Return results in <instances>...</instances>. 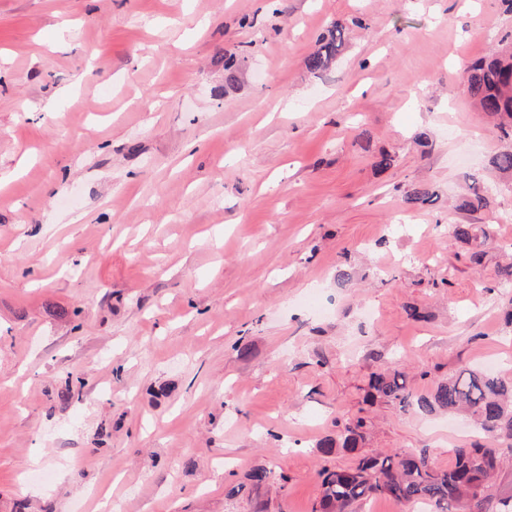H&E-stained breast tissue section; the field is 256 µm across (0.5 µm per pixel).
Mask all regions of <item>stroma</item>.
<instances>
[{
  "instance_id": "1",
  "label": "stroma",
  "mask_w": 512,
  "mask_h": 512,
  "mask_svg": "<svg viewBox=\"0 0 512 512\" xmlns=\"http://www.w3.org/2000/svg\"><path fill=\"white\" fill-rule=\"evenodd\" d=\"M511 43L505 0H0V512H311L337 423L483 441L364 388L512 368V140L463 88ZM261 465L285 486L227 497ZM318 43V49L308 59V68L315 72L327 69L341 52L345 45L343 27L334 25L321 36ZM469 181L467 193L459 199L457 209L476 212L487 205L484 181L478 175H471Z\"/></svg>"
}]
</instances>
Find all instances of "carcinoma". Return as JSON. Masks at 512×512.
I'll return each mask as SVG.
<instances>
[{"instance_id":"carcinoma-1","label":"carcinoma","mask_w":512,"mask_h":512,"mask_svg":"<svg viewBox=\"0 0 512 512\" xmlns=\"http://www.w3.org/2000/svg\"><path fill=\"white\" fill-rule=\"evenodd\" d=\"M345 45L343 27L336 24L319 39V47L308 59L312 71L327 69ZM473 101L486 114L499 120L498 130L512 138V53H494L471 63L463 78ZM491 165L501 173H512V149L496 154ZM487 205L483 179L469 177L467 193L457 209L476 212ZM367 400L397 402L422 414L437 410L464 414L485 433L487 443L461 444L449 449L452 463L434 465L423 449H402L392 454L362 455L366 422L358 418L345 424L335 438L319 444L326 464L318 472L321 496L312 512H350L356 502L384 496L401 504H423L430 512H512V500L499 497L492 479L501 465L499 445L512 447V377L463 365L448 373L427 396L413 397L407 376L397 368H386L369 376ZM351 454L344 466L327 464L337 448ZM258 490L274 481V472L257 466L247 475Z\"/></svg>"}]
</instances>
